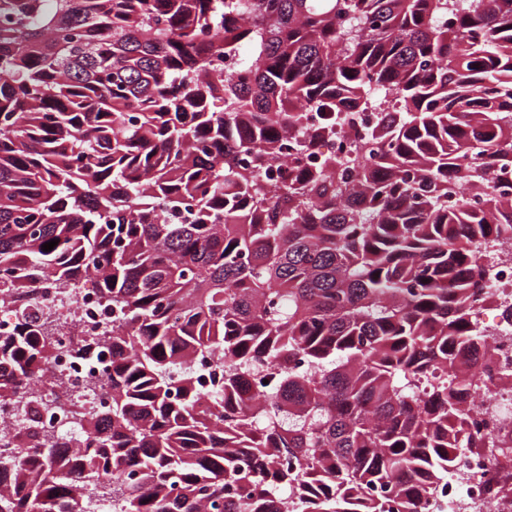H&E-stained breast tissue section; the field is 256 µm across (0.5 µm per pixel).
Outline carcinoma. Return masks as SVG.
Listing matches in <instances>:
<instances>
[{
    "label": "carcinoma",
    "instance_id": "1",
    "mask_svg": "<svg viewBox=\"0 0 512 512\" xmlns=\"http://www.w3.org/2000/svg\"><path fill=\"white\" fill-rule=\"evenodd\" d=\"M370 106L258 190L285 135L317 152ZM496 174L512 0H0V412L27 422L0 512H283L285 488L292 512H427L460 452L509 449L468 420L479 245L512 235ZM63 280L112 309V335L70 339L112 371L99 413L54 393L66 458L30 391L56 352L38 290ZM194 369L201 378L202 388L208 392H211L224 377V368L216 362L215 358L205 357L198 360ZM71 421L70 415L66 410L49 406L42 416L43 431L54 439L70 437L73 431Z\"/></svg>",
    "mask_w": 512,
    "mask_h": 512
}]
</instances>
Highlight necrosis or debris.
Returning a JSON list of instances; mask_svg holds the SVG:
<instances>
[{
  "mask_svg": "<svg viewBox=\"0 0 512 512\" xmlns=\"http://www.w3.org/2000/svg\"><path fill=\"white\" fill-rule=\"evenodd\" d=\"M489 289L496 291L502 307H512V240L489 238L483 247ZM39 308L48 321L49 334L58 354L45 380L36 385L39 395L63 390L86 408L102 409L107 393L104 383L111 364L109 355L85 362L67 353L71 334L106 336L112 332V314L95 288L82 283L43 293ZM490 358L481 366L483 384L479 403L471 412L473 423L495 438L512 429V322L505 319L489 326ZM431 512H512V455L490 460L482 451L458 455L448 488Z\"/></svg>",
  "mask_w": 512,
  "mask_h": 512,
  "instance_id": "obj_1",
  "label": "necrosis or debris"
}]
</instances>
